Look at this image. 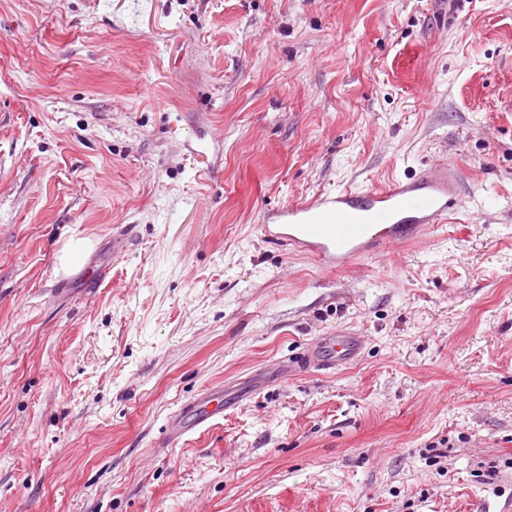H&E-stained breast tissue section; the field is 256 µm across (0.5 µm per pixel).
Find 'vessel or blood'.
<instances>
[{
    "label": "vessel or blood",
    "mask_w": 512,
    "mask_h": 512,
    "mask_svg": "<svg viewBox=\"0 0 512 512\" xmlns=\"http://www.w3.org/2000/svg\"><path fill=\"white\" fill-rule=\"evenodd\" d=\"M460 191L458 171L442 162L379 189L344 188L282 205L262 232L270 241L311 254L323 268L336 269L414 242L433 225L450 222ZM364 345V337L349 332L322 337L279 367L277 375L284 380L293 369L335 370L355 360ZM225 408L223 398L208 394L187 405L170 426V442L207 430Z\"/></svg>",
    "instance_id": "obj_1"
}]
</instances>
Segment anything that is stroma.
Wrapping results in <instances>:
<instances>
[{
  "instance_id": "1",
  "label": "stroma",
  "mask_w": 512,
  "mask_h": 512,
  "mask_svg": "<svg viewBox=\"0 0 512 512\" xmlns=\"http://www.w3.org/2000/svg\"><path fill=\"white\" fill-rule=\"evenodd\" d=\"M438 162L425 242L262 236ZM0 512H512V0H0ZM365 337L353 333L339 336H324L316 343L304 349L293 361L288 359V366H281L276 374L280 379H287L293 369L315 367L319 370L333 371L336 367L355 360L364 349ZM225 404L224 398L207 394L187 405L180 416L171 423L170 442L175 443L185 436L206 431L217 417L224 415V410L228 407Z\"/></svg>"
}]
</instances>
